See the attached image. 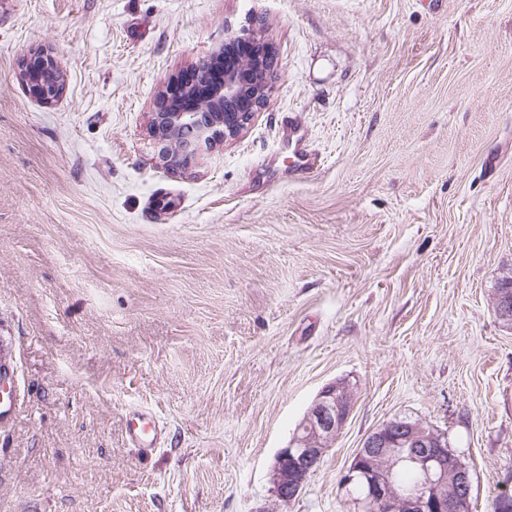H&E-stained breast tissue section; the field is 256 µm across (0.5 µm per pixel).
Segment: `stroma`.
<instances>
[{"label": "stroma", "instance_id": "obj_1", "mask_svg": "<svg viewBox=\"0 0 512 512\" xmlns=\"http://www.w3.org/2000/svg\"><path fill=\"white\" fill-rule=\"evenodd\" d=\"M261 28L266 106L168 170L169 80ZM53 53L60 98L19 79ZM320 159L286 160L283 113ZM512 0H0V512H356L371 431L445 433L472 512L512 492ZM354 406L288 506L271 464ZM165 440L125 438L130 408ZM354 394L343 382L326 385L274 459L271 481L278 501H294L324 461L353 406ZM322 465V464H321Z\"/></svg>", "mask_w": 512, "mask_h": 512}]
</instances>
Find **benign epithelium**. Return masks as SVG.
I'll list each match as a JSON object with an SVG mask.
<instances>
[{
	"mask_svg": "<svg viewBox=\"0 0 512 512\" xmlns=\"http://www.w3.org/2000/svg\"><path fill=\"white\" fill-rule=\"evenodd\" d=\"M272 55L271 45L255 33L224 42V65L213 53L195 68V76L172 80L152 114L151 134L159 143L179 139V152L166 156L168 165L188 166L202 146L237 138L262 107L269 85L253 91L250 61L258 47ZM20 76L30 95L50 104L62 93L58 65L51 56L34 53L21 63ZM354 394L343 382L326 385L297 426L288 445L280 449L271 469L278 501H294L324 461L336 434L353 406ZM399 464L421 476L410 492L395 488L393 469ZM357 483L358 512H466L472 497L470 468L448 448L443 433L394 418L369 433L340 478L342 487Z\"/></svg>",
	"mask_w": 512,
	"mask_h": 512,
	"instance_id": "obj_1",
	"label": "benign epithelium"
}]
</instances>
